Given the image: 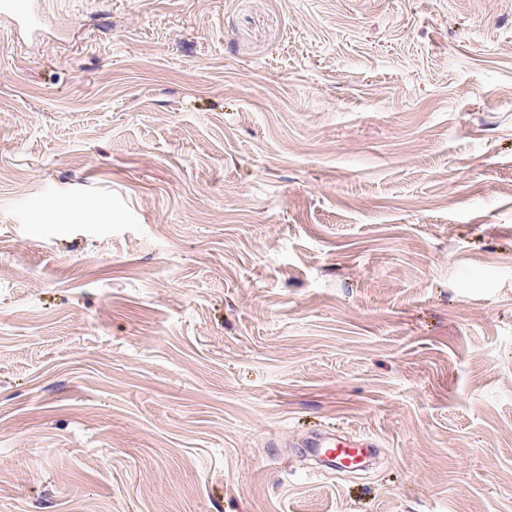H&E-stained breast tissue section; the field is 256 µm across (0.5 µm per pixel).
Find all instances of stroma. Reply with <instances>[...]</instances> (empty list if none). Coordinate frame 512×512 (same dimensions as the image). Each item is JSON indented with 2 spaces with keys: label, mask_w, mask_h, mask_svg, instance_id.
I'll use <instances>...</instances> for the list:
<instances>
[{
  "label": "stroma",
  "mask_w": 512,
  "mask_h": 512,
  "mask_svg": "<svg viewBox=\"0 0 512 512\" xmlns=\"http://www.w3.org/2000/svg\"><path fill=\"white\" fill-rule=\"evenodd\" d=\"M41 7L0 18V512H512V0ZM38 4V0H1L0 16L9 18L16 28L36 34L43 25ZM301 446L310 448V454L335 469L338 461L344 465L367 461L376 440L369 434L338 436L333 431H323L308 438Z\"/></svg>",
  "instance_id": "stroma-1"
}]
</instances>
